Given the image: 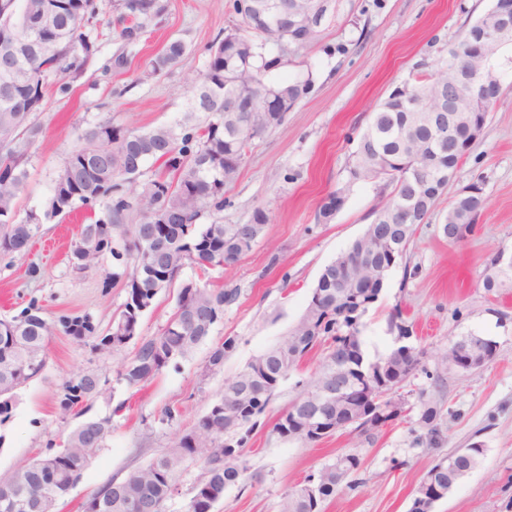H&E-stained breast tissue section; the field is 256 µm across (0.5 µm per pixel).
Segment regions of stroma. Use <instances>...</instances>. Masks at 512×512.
<instances>
[{
    "mask_svg": "<svg viewBox=\"0 0 512 512\" xmlns=\"http://www.w3.org/2000/svg\"><path fill=\"white\" fill-rule=\"evenodd\" d=\"M162 11L144 19L139 41L120 36L123 0H95L91 36L94 52L79 71L52 74L35 122L28 179L17 195L19 215L47 210L55 182L82 133L112 123L134 131L182 123L206 124L209 113H189L190 81L205 73L209 47L237 32L240 17L232 0H157ZM494 0H337L316 43L290 55L277 77L310 81L284 121L257 140L234 183L224 191V209L207 212L203 223L223 218L248 223L256 209L269 217L252 249L236 262L200 270L185 264L179 281L211 288H235L238 300L224 310L207 342L187 358L170 362L142 389L118 381L132 348L99 352L65 333L61 321L81 316L96 329L110 323L126 299L114 280L126 261L105 255L88 268L74 269L70 245L91 211L40 224L34 242L56 244L59 259L29 250L0 254V318L37 308L53 328L42 373L18 390L9 419L0 424V475L51 453L82 421L111 418L112 435L58 512H82L85 498L110 480H123L193 430L224 386L256 354L280 343L303 315L323 267L346 250L371 223L391 191L385 180L354 186L343 208L327 224L317 214L345 175L373 110L398 85L422 68H434ZM184 42L183 61L162 73L150 62L173 40ZM124 56L116 71L111 62ZM500 91L482 137L459 165L427 224L421 225L402 260L388 274L382 293L363 318L367 357L385 353L397 322L411 324L422 368L399 388L409 406L399 419L365 435L350 429L314 443L280 437L273 429L328 352L313 350L281 380L275 395L247 438V469L227 488L213 512H278L282 495L343 453L363 460L361 484L343 490L323 512H408L420 476L436 453L479 441L481 466L461 480L436 512H512V292H486L485 269L499 250L512 251V47L497 61ZM478 186L486 207L473 232L449 242L442 228L458 190ZM37 275H29V266ZM475 332L497 343V356L483 368L462 372L438 358L458 336ZM232 336L235 351L223 370L203 371L213 344ZM91 372L106 379L102 394L81 411L62 415V384ZM426 400L440 411L443 442L426 450L417 405Z\"/></svg>",
    "mask_w": 512,
    "mask_h": 512,
    "instance_id": "obj_1",
    "label": "stroma"
}]
</instances>
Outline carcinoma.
Returning a JSON list of instances; mask_svg holds the SVG:
<instances>
[{
	"mask_svg": "<svg viewBox=\"0 0 512 512\" xmlns=\"http://www.w3.org/2000/svg\"><path fill=\"white\" fill-rule=\"evenodd\" d=\"M127 14L137 18L156 15L155 0H125ZM233 9L241 16L244 33H229L217 40L210 49V62L198 87L196 105L192 112H213L217 120L201 127L178 132V128L161 126L145 132H134L112 124L101 125L80 136L84 145L74 149L65 159L55 182L50 203L53 216L69 213L76 204L97 205L92 222L83 225L71 256L75 267L83 269L105 254L120 256L118 245H123L131 265L112 278L125 279L128 297L112 322L134 325L131 333L121 336L112 349L120 350L136 341L132 358L118 372V379L129 387H141L152 380L171 361L189 356L212 332L214 324L206 322L210 315H224V307L236 302L235 289H211L201 286L186 289L177 299L174 312L161 329L151 337H138L142 314L159 295L156 287L170 285L179 269L188 261L205 270L234 262L242 255L239 246L241 225L224 224L218 220L201 224L199 219L209 209L224 208V189L233 183L240 167L251 152L255 140L279 126L286 113L311 87L306 81H273L271 75L279 69L286 54L294 49L315 43L319 31L306 33L302 42L288 46L279 29L269 22V16L248 7L246 0H234ZM55 12L53 26L34 31L29 18L47 11ZM95 17L94 0H0V30L10 34L16 44L18 71L0 72V86L8 84L11 93H0V253L22 252L33 237L39 216L31 212L17 220L16 198L27 178L24 164L37 133L31 120L41 110L44 84L50 74L65 73L79 67L77 53L89 55L93 48L88 26ZM480 17L464 36L448 51V58L459 59L464 65L486 72L494 63L467 50V40L477 30ZM57 44L56 51L44 57L32 50V43ZM186 54L185 45L175 40L164 52L151 61L152 71L162 72L179 63ZM454 81L453 73L443 66L417 76L416 87L422 90V100L438 91L443 84ZM242 94L253 96L255 112L245 117L237 129L224 125V107ZM280 95L284 105L266 111L268 95ZM424 107L411 112L397 94H390L373 112L362 133L345 179L332 192L319 211V220L327 223L344 205L352 188L359 182L386 178L393 190L387 204H396L411 192V182L423 180L438 170L448 168V136L441 138L428 134L422 123ZM160 161L168 174L142 185L136 202L122 192L123 182H133L140 175L147 159ZM425 206L417 223L396 224L384 221L378 228L392 231L402 240L401 258L406 252L420 224L429 218L442 190L434 186L422 187ZM485 206V200L463 204L455 213L458 226L470 228ZM138 213V222L127 224L130 211ZM155 224L161 235L149 241L141 236L140 226ZM329 279L314 288L320 302L310 300L304 315L281 342L288 354L284 367L275 360H266L260 354L224 387L223 399L230 414L216 415L208 411L195 430L178 437L163 454L146 465L130 472L119 481H110L92 492L84 504V512H133L135 504L148 501L155 512H165L166 502L173 495L184 464L202 456L200 449H215L205 459L203 478L195 486L187 512H212L219 502L209 495L219 493L237 484L246 471L243 460L245 437L232 439L241 430L251 431L257 417L263 413L273 396L274 375L284 378L299 367L300 362L317 346L331 341L329 355L336 347L352 341L349 398L351 404L362 401L359 383L364 373L383 370L388 381L400 385L406 381L391 350L371 362L364 361L361 319L368 311L363 307L351 316L344 313L345 303L336 300L340 277L336 267L328 269ZM483 287L488 292L500 293L512 289V268L491 276L485 274ZM0 327L13 329L22 336L27 346V357L17 361L13 377L0 379V417L8 418L16 391L40 374L45 366V346L49 327L45 320L31 311L21 317L1 320ZM66 333L83 344H95V328L84 318H75L65 325ZM236 339L227 337L213 346L205 363V371L218 372L224 360L235 350ZM97 377L79 374L64 384L61 399L63 413L73 411L72 404L101 393ZM299 399H294L283 411L274 430L283 438L311 443L314 438L296 426ZM420 423L425 429L426 448L435 450L440 444L439 411L437 407L420 401ZM112 433L108 418L87 420L75 427L64 439L59 450L42 468L52 472L47 479L28 471L18 478L0 479V497L8 492L27 501L28 507L18 512H38L40 498L58 501L68 493V481L81 474L91 464ZM454 453L435 458L432 466L421 476L417 493L429 498L422 507L412 501L409 512H435L438 488H448L455 482L454 470L449 468ZM363 460L357 453H346L323 465L314 478L311 494L302 498L296 490L281 499L280 512H322L323 504L336 497L342 482L358 475Z\"/></svg>",
	"mask_w": 512,
	"mask_h": 512,
	"instance_id": "cac0c4a2",
	"label": "carcinoma"
}]
</instances>
